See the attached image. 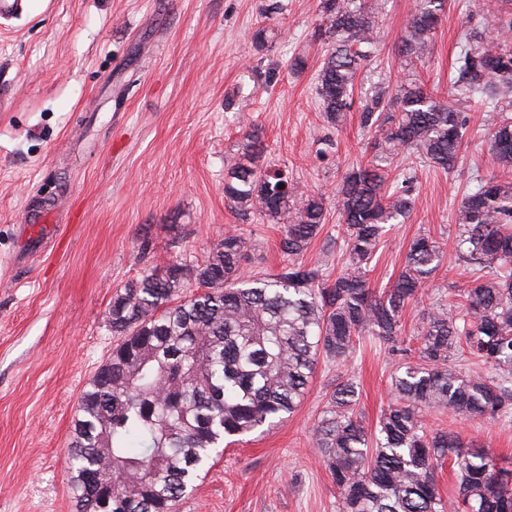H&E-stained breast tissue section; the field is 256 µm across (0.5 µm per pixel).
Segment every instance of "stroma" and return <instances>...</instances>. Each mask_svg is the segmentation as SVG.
<instances>
[{
    "instance_id": "obj_1",
    "label": "stroma",
    "mask_w": 512,
    "mask_h": 512,
    "mask_svg": "<svg viewBox=\"0 0 512 512\" xmlns=\"http://www.w3.org/2000/svg\"><path fill=\"white\" fill-rule=\"evenodd\" d=\"M377 2V48L336 129L317 95L319 0H32L21 16L0 19V512H78L67 448L77 400L117 342L106 321L116 293L146 271L202 263L229 230L249 242L245 273L282 266L280 226L257 214L239 220L225 204L224 176L249 127L287 171L294 201L325 194L326 223L307 257L339 271L336 186L372 157L358 105L400 85L397 51L415 0ZM263 26L277 37L261 51L252 35ZM472 31L491 40L497 25L478 0H448L432 53L416 66L425 87L447 90ZM297 56L306 61L299 72L290 68ZM466 120L457 170L396 159L394 173L416 175L415 206L385 235L367 272L372 287L398 275L422 234L444 252L431 297L467 286L450 246L456 215L473 176L499 168L483 142L491 113L475 108ZM41 217L56 225L55 244L15 264L24 226ZM421 310L405 309L397 345L366 336L348 364L319 361L297 410L226 448L177 512H338L314 429L340 375L354 377L355 413L375 428L400 349L419 346ZM426 421L512 466V414Z\"/></svg>"
}]
</instances>
